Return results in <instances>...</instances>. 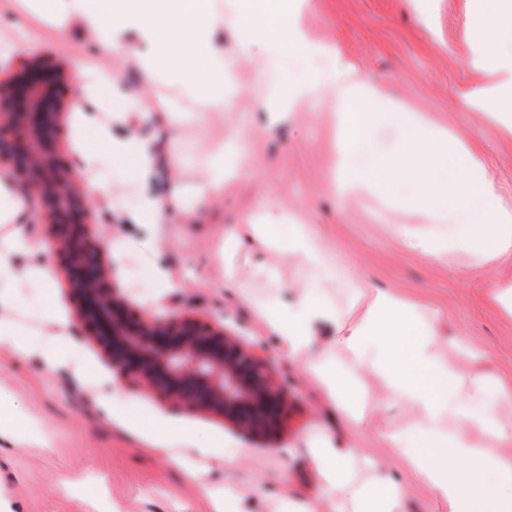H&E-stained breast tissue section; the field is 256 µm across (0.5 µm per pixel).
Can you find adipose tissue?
<instances>
[{
  "mask_svg": "<svg viewBox=\"0 0 512 512\" xmlns=\"http://www.w3.org/2000/svg\"><path fill=\"white\" fill-rule=\"evenodd\" d=\"M212 2L119 0L103 10L93 7L90 0H54V9L61 17L77 19L102 48L119 52L129 43H136L135 59L146 79L163 75L175 89L219 108L224 105V87L209 82L206 74L226 71L229 66L216 43L221 28L252 25L254 42L241 48L247 55L253 54L255 45L271 39L294 54L310 53L306 36L295 21L282 16L274 21L256 20L239 8L219 13ZM468 26L474 44V66L486 80L477 91L467 94L466 101L477 109L494 105L490 120L504 137L512 138V62L497 55L499 42L512 37V0H472ZM76 148L91 168L98 167L107 156H133L146 168L153 163V153L145 142L135 137L111 138L104 128L96 143L88 145L80 140ZM27 203L25 195L0 183V305L16 303L22 289L53 285L48 267L32 260L39 251L37 243L13 222ZM285 243L287 251L304 255L313 280L335 275L332 256L303 230L292 229ZM23 257L30 258L31 263L21 277L17 262ZM356 307L357 317L339 326L336 342L353 366L371 365L392 395L405 398L417 408L423 424L418 448L406 451L404 438H389L393 447L403 449L407 468L447 503L448 512H512V462L495 458L492 449L476 445L466 434L446 441L438 432L440 419L448 409L439 398L440 391L465 387L468 380L437 356L436 329L417 328L412 305L394 295L366 293ZM255 312L262 326L276 335L288 357L303 363L327 385L332 401L343 404L366 399L364 388L350 385L338 374L333 357H311L314 326L336 320L335 308L322 293L309 291L290 305L260 303ZM44 319L52 326V335L0 314V347L18 356L38 354L51 366L69 363L72 344L67 319L51 303L46 306ZM149 424L166 439L175 460L232 455L220 438L202 443L190 428L154 417ZM311 460L321 490L300 504L298 512H404L402 485L381 471L369 482L357 483L352 452L334 438H324L314 448ZM462 460L467 461V468H459ZM490 465L497 471L498 483L493 498L487 500L481 489V473Z\"/></svg>",
  "mask_w": 512,
  "mask_h": 512,
  "instance_id": "1",
  "label": "adipose tissue"
}]
</instances>
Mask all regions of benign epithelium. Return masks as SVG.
Here are the masks:
<instances>
[{"label":"benign epithelium","mask_w":512,"mask_h":512,"mask_svg":"<svg viewBox=\"0 0 512 512\" xmlns=\"http://www.w3.org/2000/svg\"><path fill=\"white\" fill-rule=\"evenodd\" d=\"M64 83L60 72L38 62L0 78V162L13 164L45 209L79 300V329L105 348L127 382L175 408L217 414L250 435L280 425L286 389L266 369L260 348L194 316L142 313L111 286L106 241L89 222L76 173L56 150Z\"/></svg>","instance_id":"1"}]
</instances>
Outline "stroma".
<instances>
[{
	"label": "stroma",
	"mask_w": 512,
	"mask_h": 512,
	"mask_svg": "<svg viewBox=\"0 0 512 512\" xmlns=\"http://www.w3.org/2000/svg\"><path fill=\"white\" fill-rule=\"evenodd\" d=\"M298 20L310 42L325 48L326 70L350 69L376 83L394 103L422 113L437 129L465 139L478 154L498 205L512 211V139L503 138L485 114L468 106L461 94L481 86L472 65L468 34L471 0H294ZM37 27L33 43L0 48V76L17 74L31 60L60 70L68 79L58 151L72 160L81 185L102 180L107 195L83 196L91 220L105 240L125 244L114 257L115 285L129 291L146 312L191 313L223 325L227 335L248 345L264 344L268 370L288 382L289 412L275 432L251 436L212 413L180 411L143 388L128 389L136 411L189 426L199 441L219 436L234 449L232 461L198 458L174 461L158 434L126 418L105 415L97 383L117 385L111 358L93 340L72 335L81 375L72 369L19 359L0 350V398L10 401L36 426L32 437L0 435V512H208L200 485L190 473L202 470L208 481L230 483L248 495L268 500L303 501L319 481L311 450L325 432L355 447V478L370 479L366 459L380 462L402 478L405 512H448L436 494L414 475L404 473L402 456L388 442L402 433L415 446L419 417L415 407L387 396L385 385L364 374L371 399L352 420L327 399L320 382L301 363L289 359L279 340L255 316L256 301H296L312 283L301 256L244 233L233 262L236 278L224 275V237L243 216L268 206L283 211L289 223L305 225L336 262L338 277L320 290L340 320L353 317L357 284L409 301L414 320L440 322L437 343L443 357L472 383L452 402L462 416L448 419L444 439L464 431L465 418L485 412L489 388L512 384V312L493 296L495 286L512 285V247L488 241L473 246L458 241L450 224H425L414 208L380 197L339 198L334 188L336 126L331 93L322 90L290 108L270 126L256 106L260 94L279 95L283 69L261 70L256 58L237 54L238 31L220 42L231 71L224 78L230 101L216 109L205 101L147 81L136 61L103 51L78 23L59 24L48 0H30ZM86 72L116 73L121 94L100 87L86 91ZM153 101L154 109L128 111L126 100ZM89 107L84 137L95 141L97 120L117 139L138 137L152 144L157 161L149 175L128 158L87 168L73 146L74 107ZM175 110L186 120L175 135L164 129V114ZM236 142L238 173L224 183L222 195L197 205L192 191L202 181L213 151ZM123 209L112 206L113 198ZM167 206L168 222L155 228L135 223L144 198ZM25 230L41 246L50 270L55 303L67 320L77 306L68 277L53 252V233L44 208L30 199ZM164 262L175 285L163 287L153 265ZM271 276L255 275L256 266Z\"/></svg>",
	"instance_id": "stroma-1"
}]
</instances>
